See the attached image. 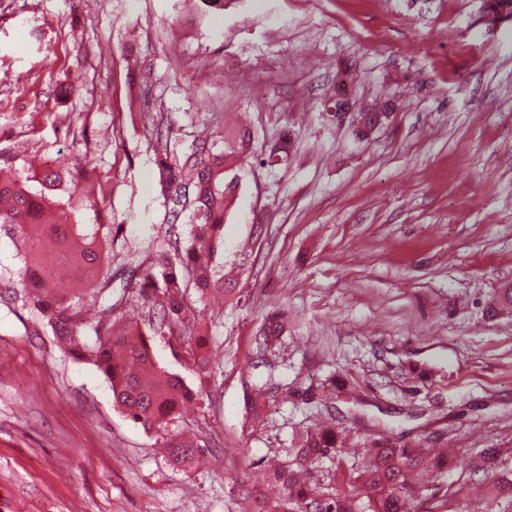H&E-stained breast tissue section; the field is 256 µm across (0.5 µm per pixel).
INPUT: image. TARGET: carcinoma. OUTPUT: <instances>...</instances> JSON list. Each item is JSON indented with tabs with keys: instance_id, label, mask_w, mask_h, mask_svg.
Wrapping results in <instances>:
<instances>
[{
	"instance_id": "1",
	"label": "carcinoma",
	"mask_w": 512,
	"mask_h": 512,
	"mask_svg": "<svg viewBox=\"0 0 512 512\" xmlns=\"http://www.w3.org/2000/svg\"><path fill=\"white\" fill-rule=\"evenodd\" d=\"M151 129L154 161L167 206L168 224L205 228L192 233L180 256L149 257L137 252L133 264L118 277L109 264L112 225L104 223L107 194L103 182L98 192L84 200L65 196L64 186L74 179L94 180L96 169L76 161L60 169L45 163L31 189L18 169L0 165V235L17 239L24 247L23 297L50 327L70 355L94 364L108 381L115 405L126 418L149 432L166 437V452L175 467L188 466L196 449L169 429L174 415L193 397L183 379L159 367L151 345L156 326L170 330L193 316L185 302L187 289L199 297L227 287L221 251L224 220L238 187L229 183L253 156V136L247 129L227 127L224 134L201 141L186 151L173 146L178 125L143 115ZM278 148L261 159L264 166L288 164L291 142L281 136ZM62 262L71 290L44 289L40 276ZM104 275H99L100 271ZM119 279L135 288L139 298L157 310L158 324L117 321L112 312V285ZM102 303L105 317L89 320L86 300ZM288 335V320L270 319L260 350ZM286 460L274 473L282 497L263 504L257 512H437L435 499L416 494L414 476L422 460L411 448L388 440L375 444L366 457L336 435L331 428L306 431L285 449Z\"/></svg>"
}]
</instances>
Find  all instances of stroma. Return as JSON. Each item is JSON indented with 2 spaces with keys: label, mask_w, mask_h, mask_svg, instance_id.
I'll return each instance as SVG.
<instances>
[{
  "label": "stroma",
  "mask_w": 512,
  "mask_h": 512,
  "mask_svg": "<svg viewBox=\"0 0 512 512\" xmlns=\"http://www.w3.org/2000/svg\"><path fill=\"white\" fill-rule=\"evenodd\" d=\"M396 108L361 146L319 104L339 70ZM187 148L227 114L255 159L224 223L225 294L187 304L191 335L152 339L195 396L171 427L199 452L173 467L127 419L102 372L72 358L28 304L0 297V512H255L283 489L270 460L328 424L386 438L425 473L505 512L476 452L512 472V0H0V164L88 158L104 181L112 267L173 254L141 113ZM296 134L287 165L260 166ZM288 334L256 354L268 317Z\"/></svg>",
  "instance_id": "35a3bbf8"
}]
</instances>
